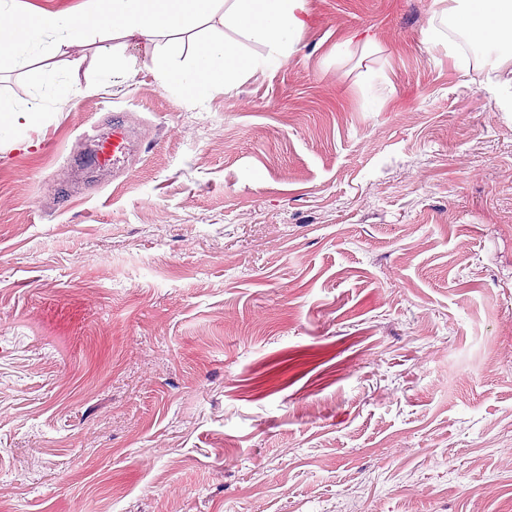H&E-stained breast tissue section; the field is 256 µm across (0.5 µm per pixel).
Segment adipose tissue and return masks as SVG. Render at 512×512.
<instances>
[{"instance_id":"ef3b65f1","label":"adipose tissue","mask_w":512,"mask_h":512,"mask_svg":"<svg viewBox=\"0 0 512 512\" xmlns=\"http://www.w3.org/2000/svg\"><path fill=\"white\" fill-rule=\"evenodd\" d=\"M452 10L455 26L476 43L512 59V0H468ZM309 0H82L79 10L21 12L16 0H0V62L18 66L90 47L109 39L136 45L150 41V69L157 84L204 102L234 89L255 73L283 67L305 24ZM259 45L256 53L244 42ZM82 57L69 61L71 80L44 68L39 99L0 103V141L19 143L41 110L40 99L86 95L77 74Z\"/></svg>"}]
</instances>
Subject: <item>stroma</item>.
Here are the masks:
<instances>
[{"instance_id": "1", "label": "stroma", "mask_w": 512, "mask_h": 512, "mask_svg": "<svg viewBox=\"0 0 512 512\" xmlns=\"http://www.w3.org/2000/svg\"><path fill=\"white\" fill-rule=\"evenodd\" d=\"M122 54L0 143V512H512V61L434 0H309L203 103ZM128 133L124 124H112V136L97 142V162L104 167L119 168L129 154Z\"/></svg>"}]
</instances>
